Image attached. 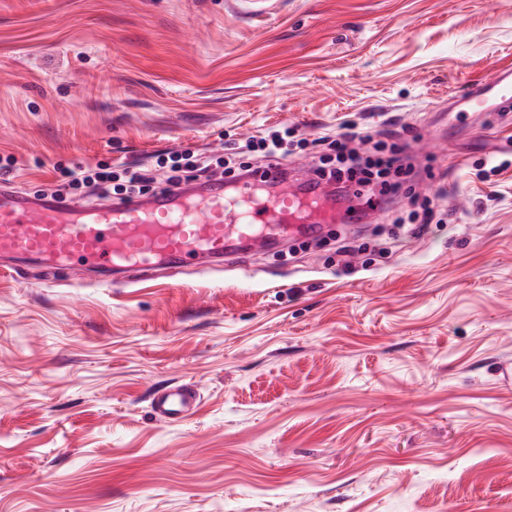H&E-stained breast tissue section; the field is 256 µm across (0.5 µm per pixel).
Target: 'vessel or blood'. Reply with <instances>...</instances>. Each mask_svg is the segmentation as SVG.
Here are the masks:
<instances>
[{"label":"vessel or blood","instance_id":"vessel-or-blood-1","mask_svg":"<svg viewBox=\"0 0 512 512\" xmlns=\"http://www.w3.org/2000/svg\"><path fill=\"white\" fill-rule=\"evenodd\" d=\"M512 103V70L497 71L463 93V111L484 116L491 101ZM273 174L240 181L229 197L220 181L181 184L153 195L78 205L63 197L32 196L0 181V258L17 257L65 270L83 262L103 271L146 272L162 266L178 270L207 258L234 263L251 250H268L278 234L309 224H334L338 217L315 195L285 187L256 208L247 199L256 184ZM199 401L194 385L154 393L152 413L175 423Z\"/></svg>","mask_w":512,"mask_h":512}]
</instances>
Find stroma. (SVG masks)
<instances>
[{"mask_svg": "<svg viewBox=\"0 0 512 512\" xmlns=\"http://www.w3.org/2000/svg\"><path fill=\"white\" fill-rule=\"evenodd\" d=\"M507 67L512 0H0L8 182L283 125L295 182L395 122L438 217L127 284L0 268V512H512V111L448 110ZM199 395L192 384L159 390L152 398V413L165 423L180 422L198 407Z\"/></svg>", "mask_w": 512, "mask_h": 512, "instance_id": "obj_1", "label": "stroma"}]
</instances>
